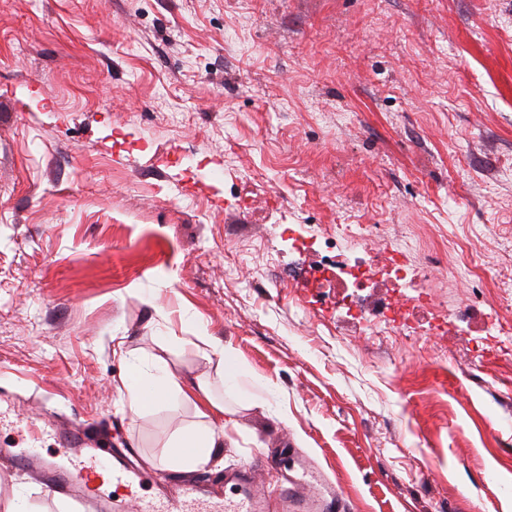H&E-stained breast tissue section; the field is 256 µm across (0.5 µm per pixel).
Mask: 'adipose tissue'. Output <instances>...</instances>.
Wrapping results in <instances>:
<instances>
[{"label":"adipose tissue","instance_id":"ef3b65f1","mask_svg":"<svg viewBox=\"0 0 512 512\" xmlns=\"http://www.w3.org/2000/svg\"><path fill=\"white\" fill-rule=\"evenodd\" d=\"M128 394V405L138 413L169 398L191 399L192 396L206 398V390L191 394L177 381L175 374L164 360H157L149 369L131 367L124 382ZM209 419L206 423L178 429L170 442L169 460L172 469L193 471L209 463L217 448L223 447L224 437L237 421L232 410L218 403H210Z\"/></svg>","mask_w":512,"mask_h":512}]
</instances>
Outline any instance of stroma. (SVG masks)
<instances>
[{
	"label": "stroma",
	"mask_w": 512,
	"mask_h": 512,
	"mask_svg": "<svg viewBox=\"0 0 512 512\" xmlns=\"http://www.w3.org/2000/svg\"><path fill=\"white\" fill-rule=\"evenodd\" d=\"M291 224L375 225L366 258L432 306L399 336L337 323ZM506 292L512 0H0V392L181 481L197 400L123 389L159 355L236 413L213 471L296 450L345 512H512ZM0 512L77 510L0 461ZM197 340L206 348L217 354L224 363L223 379L226 386L237 384L239 377L238 365L231 355L226 351L224 345L215 342L211 336H208L204 328H199L196 336Z\"/></svg>",
	"instance_id": "35a3bbf8"
}]
</instances>
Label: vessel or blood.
I'll return each mask as SVG.
<instances>
[{"mask_svg": "<svg viewBox=\"0 0 512 512\" xmlns=\"http://www.w3.org/2000/svg\"><path fill=\"white\" fill-rule=\"evenodd\" d=\"M68 462L37 447L0 448V458L30 471L44 490L90 506L92 512H336L335 488L315 466L295 457V469L280 461L204 475L193 483H161L132 465L128 454L109 447L81 420L45 422Z\"/></svg>", "mask_w": 512, "mask_h": 512, "instance_id": "b4317fda", "label": "vessel or blood"}]
</instances>
